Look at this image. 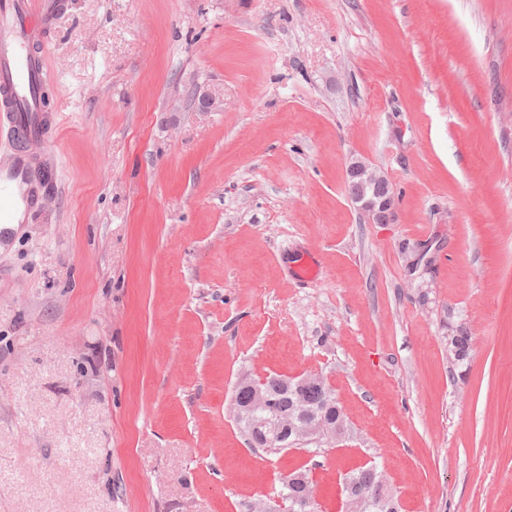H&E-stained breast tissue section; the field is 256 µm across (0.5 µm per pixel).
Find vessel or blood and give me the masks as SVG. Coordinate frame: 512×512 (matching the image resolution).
<instances>
[{
	"label": "vessel or blood",
	"instance_id": "vessel-or-blood-1",
	"mask_svg": "<svg viewBox=\"0 0 512 512\" xmlns=\"http://www.w3.org/2000/svg\"><path fill=\"white\" fill-rule=\"evenodd\" d=\"M67 8V0H0V131L12 142L8 165L0 168V241L11 236L14 213L33 214L46 193L33 179L45 162L33 144L50 138L58 122L43 101L42 50Z\"/></svg>",
	"mask_w": 512,
	"mask_h": 512
}]
</instances>
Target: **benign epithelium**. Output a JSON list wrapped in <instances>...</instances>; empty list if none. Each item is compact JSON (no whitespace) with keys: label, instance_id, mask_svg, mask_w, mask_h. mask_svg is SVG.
<instances>
[{"label":"benign epithelium","instance_id":"1","mask_svg":"<svg viewBox=\"0 0 512 512\" xmlns=\"http://www.w3.org/2000/svg\"><path fill=\"white\" fill-rule=\"evenodd\" d=\"M348 182L351 186L350 198L360 210L368 214L376 223H388L394 219L392 189L382 175L361 161L352 162L347 170ZM267 377L255 380H244L251 388L252 394L248 404L235 407L236 416L249 422L250 427L257 429L266 424L258 420L256 412L267 406V399L262 386ZM286 384L293 387L296 397V414L279 419L277 427L293 435V442L299 445L311 444L322 439H332L344 435L345 420L331 417L327 413L313 411L305 407L302 399L304 390L309 386L323 387L326 381L323 376L312 373L297 380L289 379ZM303 488V501L306 507L317 505V495L312 480L302 473L295 478ZM369 503L359 494L352 492L341 502L343 512H367Z\"/></svg>","mask_w":512,"mask_h":512}]
</instances>
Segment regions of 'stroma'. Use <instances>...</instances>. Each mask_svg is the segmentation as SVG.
<instances>
[{"mask_svg": "<svg viewBox=\"0 0 512 512\" xmlns=\"http://www.w3.org/2000/svg\"><path fill=\"white\" fill-rule=\"evenodd\" d=\"M68 2L53 187L0 246V512H247L299 470L340 512L369 466L400 512H512V0ZM308 373L345 437L250 448L237 383ZM350 198L375 223L394 219L392 189L382 175L362 161H353L347 170Z\"/></svg>", "mask_w": 512, "mask_h": 512, "instance_id": "stroma-1", "label": "stroma"}]
</instances>
